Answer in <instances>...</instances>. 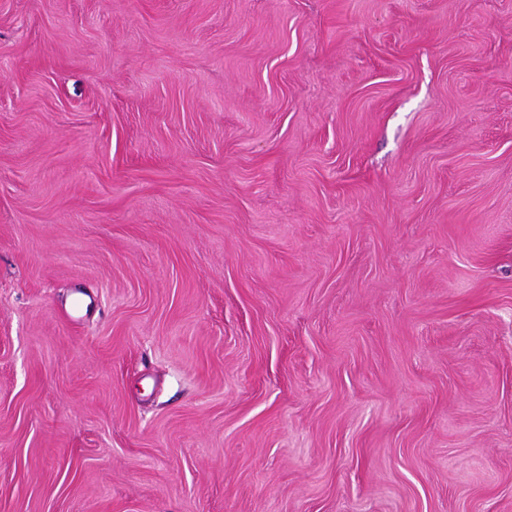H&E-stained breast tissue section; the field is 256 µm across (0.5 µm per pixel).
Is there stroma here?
<instances>
[{
  "label": "stroma",
  "instance_id": "obj_1",
  "mask_svg": "<svg viewBox=\"0 0 512 512\" xmlns=\"http://www.w3.org/2000/svg\"><path fill=\"white\" fill-rule=\"evenodd\" d=\"M0 512H512V0H0Z\"/></svg>",
  "mask_w": 512,
  "mask_h": 512
}]
</instances>
